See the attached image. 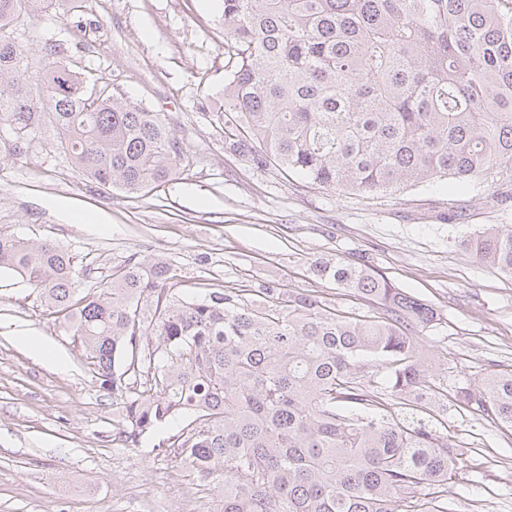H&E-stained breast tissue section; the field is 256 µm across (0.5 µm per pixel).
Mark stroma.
<instances>
[{
    "mask_svg": "<svg viewBox=\"0 0 512 512\" xmlns=\"http://www.w3.org/2000/svg\"><path fill=\"white\" fill-rule=\"evenodd\" d=\"M221 27V0H82L74 15L63 6L31 14L14 37L32 59L46 42L63 44L88 85L165 116L189 162L172 180L128 194L79 173L52 130L12 156L13 136L0 128V232L68 248L93 283L131 255H161L188 287L250 291L273 281L352 315L378 308L310 268L336 256L364 262L441 314L421 335L437 382L474 384L512 367V278L459 245L484 225H512V204H498L488 184L447 179L342 194L226 153L216 113ZM450 206L460 220L439 218ZM27 336L44 339L50 354L28 348ZM435 416L465 452L448 482V512H512V427L451 399ZM120 420L65 320L1 270L0 512H213L217 489L157 448L178 423L127 448Z\"/></svg>",
    "mask_w": 512,
    "mask_h": 512,
    "instance_id": "stroma-1",
    "label": "stroma"
}]
</instances>
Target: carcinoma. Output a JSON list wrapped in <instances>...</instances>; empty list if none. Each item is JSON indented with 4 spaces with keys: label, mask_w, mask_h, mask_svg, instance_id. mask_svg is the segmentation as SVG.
I'll list each match as a JSON object with an SVG mask.
<instances>
[{
    "label": "carcinoma",
    "mask_w": 512,
    "mask_h": 512,
    "mask_svg": "<svg viewBox=\"0 0 512 512\" xmlns=\"http://www.w3.org/2000/svg\"><path fill=\"white\" fill-rule=\"evenodd\" d=\"M60 2L0 0V127L17 134L12 154L46 120L104 187L138 193L171 179L185 150L170 123L106 85L93 92L53 42L34 89L13 33ZM222 17L225 151L344 194L451 178L489 182L498 203L512 202V0H223ZM462 248L512 277L511 228L492 224ZM2 268L80 337L121 400L124 447L187 421L157 448L224 491L217 512H447L463 449L411 419L448 397L419 342L441 317L374 270L312 264L380 316L275 285L252 298L185 295L161 256H131L83 296L88 272L65 249L0 233ZM453 398L512 426V369Z\"/></svg>",
    "instance_id": "carcinoma-1"
}]
</instances>
